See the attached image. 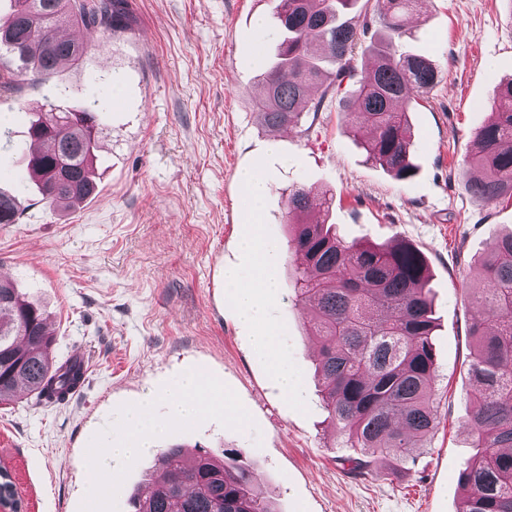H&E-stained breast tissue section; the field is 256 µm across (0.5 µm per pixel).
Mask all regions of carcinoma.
I'll list each match as a JSON object with an SVG mask.
<instances>
[{"label":"carcinoma","instance_id":"obj_1","mask_svg":"<svg viewBox=\"0 0 512 512\" xmlns=\"http://www.w3.org/2000/svg\"><path fill=\"white\" fill-rule=\"evenodd\" d=\"M10 0L0 34V92L15 91L85 53L83 43L55 40L57 30L80 24L104 39L131 25L125 0ZM421 0H375L373 40L364 44L358 0H275L279 43L261 66L264 96L260 122L296 128L303 113L316 112L328 93L348 78L340 111L361 133L367 159L396 179L410 177L414 143L407 113L410 96L422 97L441 78L428 57L400 49L403 15ZM373 62L356 68V55ZM323 88L318 99L315 88ZM97 126L88 110L39 112L29 136L54 143V151L32 153L27 170L51 206L73 208L94 196L97 145L86 134ZM469 164L479 171L465 186L483 201L512 198V78L500 83L491 119L474 133ZM331 199L301 186L288 195L294 225L289 249L296 258L294 291L308 310L319 343L321 395L328 420L353 448L351 470L374 462L400 467L425 447L435 427L433 384L438 379L433 299L426 260L405 242L348 243L322 222H310ZM18 195L0 190V224L19 219ZM482 288L467 336L474 412L469 420L473 447L459 484L457 512H512V231L494 237L475 268ZM54 337L42 310L13 281L0 278V405L26 391L40 400L62 401L79 387L85 368L58 362ZM144 489L130 497L132 512H279L256 485L239 453L189 455L181 444L162 449L145 474ZM0 500L14 512L24 505L9 472L0 473Z\"/></svg>","mask_w":512,"mask_h":512}]
</instances>
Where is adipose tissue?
Segmentation results:
<instances>
[{
	"label": "adipose tissue",
	"mask_w": 512,
	"mask_h": 512,
	"mask_svg": "<svg viewBox=\"0 0 512 512\" xmlns=\"http://www.w3.org/2000/svg\"><path fill=\"white\" fill-rule=\"evenodd\" d=\"M225 278L233 290V297L242 319L249 323L260 321L264 315V297L273 286L265 265L256 264L251 281L245 286L240 283L238 271L227 270ZM164 399L168 408L166 422L155 421L151 413L143 407L127 413L125 441L120 446L96 452L89 461L92 484L111 482L113 465L133 464L143 453L153 449L156 438L165 424L190 422L206 410L228 413L233 409L232 401L225 396L223 388L194 371L182 375L165 393Z\"/></svg>",
	"instance_id": "obj_1"
}]
</instances>
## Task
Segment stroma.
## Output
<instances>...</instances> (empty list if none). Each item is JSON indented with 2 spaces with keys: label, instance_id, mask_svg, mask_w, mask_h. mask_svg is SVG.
I'll return each instance as SVG.
<instances>
[{
  "label": "stroma",
  "instance_id": "1",
  "mask_svg": "<svg viewBox=\"0 0 512 512\" xmlns=\"http://www.w3.org/2000/svg\"><path fill=\"white\" fill-rule=\"evenodd\" d=\"M130 30L90 37L79 66L0 94V167H20L28 135L19 114L100 108L98 193L61 211L33 183L7 182L22 212L0 224V274L45 309L57 360L83 354L85 380L65 400L26 394L0 406V463L26 512H129L128 498L156 461L125 468L112 491L89 486L88 457L120 440L126 407L153 399L195 370L235 401L169 426L159 446L238 450L281 512H456L473 456L467 328L480 283L473 276L491 238L512 231V199L484 202L465 190L467 159L498 83L512 77V0H426L406 15L402 43L431 58L442 79L410 114L415 173L398 181L366 159L337 100L304 113L296 129L263 126L257 44L278 40L274 0H125ZM266 181L259 205L265 298L297 379L284 393L238 317L224 270L243 279L249 206L241 172ZM306 185L332 195L329 223L348 242L412 243L429 264L439 378L436 426L406 468L351 473L353 451L326 420L319 347L293 292L287 199Z\"/></svg>",
  "mask_w": 512,
  "mask_h": 512
}]
</instances>
